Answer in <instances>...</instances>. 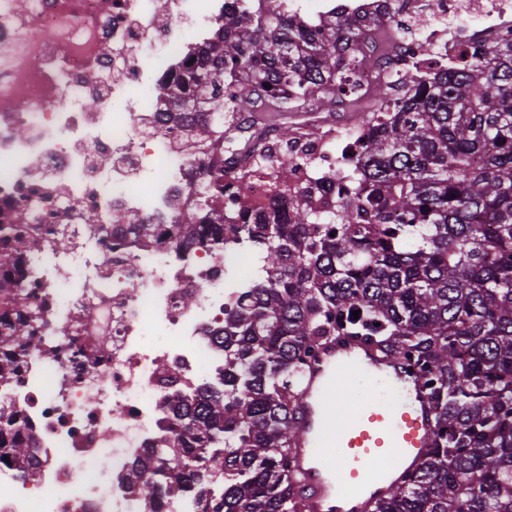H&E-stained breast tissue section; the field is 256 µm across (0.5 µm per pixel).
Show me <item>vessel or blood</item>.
<instances>
[{
    "label": "vessel or blood",
    "instance_id": "obj_1",
    "mask_svg": "<svg viewBox=\"0 0 512 512\" xmlns=\"http://www.w3.org/2000/svg\"><path fill=\"white\" fill-rule=\"evenodd\" d=\"M292 450L309 512H367L431 446L433 413L406 364L355 338L322 346L304 371Z\"/></svg>",
    "mask_w": 512,
    "mask_h": 512
}]
</instances>
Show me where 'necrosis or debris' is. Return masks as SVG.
Segmentation results:
<instances>
[{"mask_svg": "<svg viewBox=\"0 0 512 512\" xmlns=\"http://www.w3.org/2000/svg\"><path fill=\"white\" fill-rule=\"evenodd\" d=\"M221 0H0V229L40 239L18 254L15 279L32 293L41 322L35 346L18 353V373L0 385V417L15 419L40 465L21 472L0 457V512H202L189 495L150 503L122 481L130 463L170 435L171 399L218 386L224 350L215 333L242 287L246 250L179 248L169 227L200 206L208 174L179 146L159 86L191 49ZM352 118L324 138L298 134L300 149L330 173L354 168L349 144L369 132L360 111H376L375 88L401 68H446L459 42L512 39V0H405L382 18ZM429 45L431 59L420 56ZM250 123L237 117L224 150L225 208L277 203L289 188L252 170L236 148ZM26 224L16 222L18 211ZM150 225L141 239L127 217ZM68 249L57 248L60 238Z\"/></svg>", "mask_w": 512, "mask_h": 512, "instance_id": "obj_1", "label": "necrosis or debris"}]
</instances>
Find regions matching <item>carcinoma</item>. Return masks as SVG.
<instances>
[{"label":"carcinoma","instance_id":"cac0c4a2","mask_svg":"<svg viewBox=\"0 0 512 512\" xmlns=\"http://www.w3.org/2000/svg\"><path fill=\"white\" fill-rule=\"evenodd\" d=\"M366 18L336 11L309 20L287 0H228L194 62L163 94L189 136L207 147L208 218L172 225L183 245L257 253L259 273L224 306V383L173 404L174 462L146 456L123 480L149 499L197 495L204 512H307L291 448L299 378L320 346L361 336L413 367L428 389L434 433L427 458L370 512H512V40L464 43L446 70L404 72L359 141L356 167L330 201L298 191L274 207L224 213L228 114L309 107L334 112L357 94L372 48ZM271 88H265V85ZM295 139L288 122L257 126L245 147L261 163L266 133ZM0 277V295L30 311L11 341L31 345L30 296ZM359 311V317L352 312ZM24 471L28 443L11 438ZM221 463L224 489L200 470Z\"/></svg>","mask_w":512,"mask_h":512}]
</instances>
